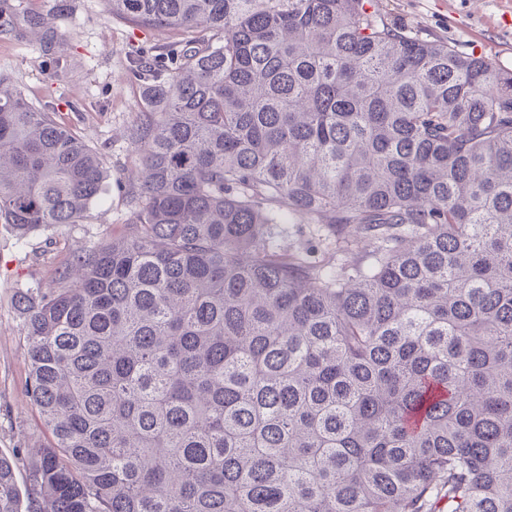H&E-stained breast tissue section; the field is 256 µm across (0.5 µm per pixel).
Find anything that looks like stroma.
I'll return each mask as SVG.
<instances>
[{"label":"stroma","instance_id":"1","mask_svg":"<svg viewBox=\"0 0 512 512\" xmlns=\"http://www.w3.org/2000/svg\"><path fill=\"white\" fill-rule=\"evenodd\" d=\"M23 5L51 14L64 37L62 60L46 58L37 43L0 38V75L97 150L108 172L102 195L82 223L43 227L22 237L0 222V455L14 460L24 493L27 451L47 446L52 436L26 392L27 338L18 299L37 300L58 290L73 255L124 233L138 167L126 133L137 118L142 90L131 61L144 56L159 67L171 66L164 49L176 36L113 15L108 0H23ZM370 5L378 18L409 35L448 43L512 72V0H370ZM280 228L278 244L291 252L313 246L326 257L343 248L359 254L366 249L353 228L338 238L288 213Z\"/></svg>","mask_w":512,"mask_h":512}]
</instances>
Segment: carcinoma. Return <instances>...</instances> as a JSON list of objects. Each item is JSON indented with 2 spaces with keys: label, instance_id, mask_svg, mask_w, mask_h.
I'll list each match as a JSON object with an SVG mask.
<instances>
[{
  "label": "carcinoma",
  "instance_id": "1",
  "mask_svg": "<svg viewBox=\"0 0 512 512\" xmlns=\"http://www.w3.org/2000/svg\"><path fill=\"white\" fill-rule=\"evenodd\" d=\"M190 34L141 58L126 234L19 300L29 507L0 512H512V73L369 0H109ZM48 55V14L0 0ZM106 171L0 76V221L80 224ZM293 213L364 257L274 243Z\"/></svg>",
  "mask_w": 512,
  "mask_h": 512
}]
</instances>
